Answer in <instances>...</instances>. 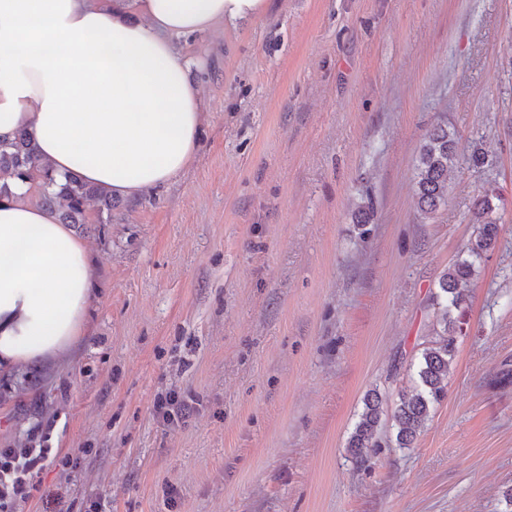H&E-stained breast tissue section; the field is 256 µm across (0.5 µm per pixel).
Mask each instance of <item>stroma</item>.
<instances>
[{
  "instance_id": "obj_1",
  "label": "stroma",
  "mask_w": 512,
  "mask_h": 512,
  "mask_svg": "<svg viewBox=\"0 0 512 512\" xmlns=\"http://www.w3.org/2000/svg\"><path fill=\"white\" fill-rule=\"evenodd\" d=\"M266 2L177 37L195 157L86 235V334L66 362L0 375V448L46 430L79 457L41 474L73 512H512V0ZM440 123L458 163L427 218L414 169ZM491 182L498 243L465 291L447 396L413 447L358 465L363 398L414 387ZM167 391L194 413L158 421Z\"/></svg>"
}]
</instances>
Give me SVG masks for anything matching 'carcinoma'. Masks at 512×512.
Instances as JSON below:
<instances>
[{
	"label": "carcinoma",
	"instance_id": "carcinoma-1",
	"mask_svg": "<svg viewBox=\"0 0 512 512\" xmlns=\"http://www.w3.org/2000/svg\"><path fill=\"white\" fill-rule=\"evenodd\" d=\"M456 132L446 124L430 129L424 137L416 166V197L420 211L429 216L448 202V171L457 161ZM24 183L31 199L57 212L61 223L79 232L91 225L112 223L116 199L109 192L88 183L76 174L58 175L38 154L32 135L24 129L11 138H0V201L15 198L12 186ZM501 195L489 184L470 208L469 223L475 225L474 237L467 246V257L454 263L438 281L445 305L436 312V338L424 347L416 367L417 387L411 394L399 395L392 420L396 426V444L410 448L420 434L430 411L447 393L448 373L456 350V337L466 324L463 288L475 276L477 265L496 247L499 236L497 210ZM96 205L95 220L88 215L89 205ZM382 394L370 390L364 398V412L348 447L366 463L363 449L379 448L377 436Z\"/></svg>",
	"mask_w": 512,
	"mask_h": 512
}]
</instances>
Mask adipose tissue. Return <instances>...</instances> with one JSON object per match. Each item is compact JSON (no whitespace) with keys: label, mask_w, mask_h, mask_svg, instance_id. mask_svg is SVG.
<instances>
[{"label":"adipose tissue","mask_w":512,"mask_h":512,"mask_svg":"<svg viewBox=\"0 0 512 512\" xmlns=\"http://www.w3.org/2000/svg\"><path fill=\"white\" fill-rule=\"evenodd\" d=\"M265 0H0V136L127 198L193 160L203 112L176 37ZM0 203V374L60 362L86 328L87 243L15 186Z\"/></svg>","instance_id":"obj_1"}]
</instances>
